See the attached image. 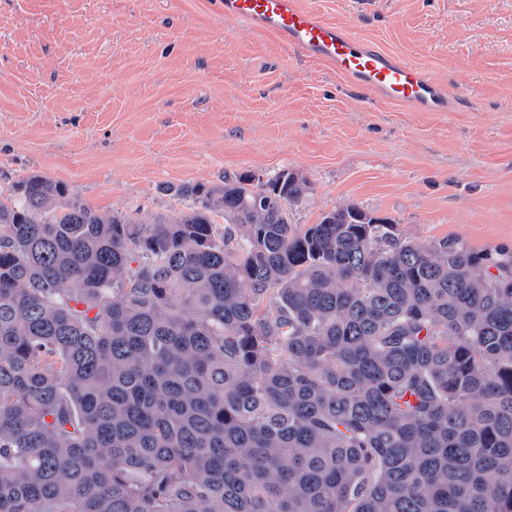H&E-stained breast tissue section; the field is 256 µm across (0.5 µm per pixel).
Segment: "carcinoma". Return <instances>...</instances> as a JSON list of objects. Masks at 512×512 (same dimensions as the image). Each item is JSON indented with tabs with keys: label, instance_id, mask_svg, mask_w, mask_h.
Returning a JSON list of instances; mask_svg holds the SVG:
<instances>
[{
	"label": "carcinoma",
	"instance_id": "obj_1",
	"mask_svg": "<svg viewBox=\"0 0 512 512\" xmlns=\"http://www.w3.org/2000/svg\"><path fill=\"white\" fill-rule=\"evenodd\" d=\"M309 190L0 192V512H512V252Z\"/></svg>",
	"mask_w": 512,
	"mask_h": 512
}]
</instances>
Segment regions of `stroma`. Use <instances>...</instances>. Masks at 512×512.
<instances>
[{"mask_svg":"<svg viewBox=\"0 0 512 512\" xmlns=\"http://www.w3.org/2000/svg\"><path fill=\"white\" fill-rule=\"evenodd\" d=\"M444 84L406 110L225 17L216 0H0V188L38 173L92 209L188 210L176 187L288 170L293 224L355 203L431 244L512 251V0H303Z\"/></svg>","mask_w":512,"mask_h":512,"instance_id":"obj_1","label":"stroma"}]
</instances>
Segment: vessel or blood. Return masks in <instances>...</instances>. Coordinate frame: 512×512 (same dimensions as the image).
<instances>
[{
	"label": "vessel or blood",
	"mask_w": 512,
	"mask_h": 512,
	"mask_svg": "<svg viewBox=\"0 0 512 512\" xmlns=\"http://www.w3.org/2000/svg\"><path fill=\"white\" fill-rule=\"evenodd\" d=\"M225 17L248 23L306 56L325 62L360 90L424 112L447 109L441 87L422 69L377 50L324 20L302 0H220Z\"/></svg>",
	"instance_id": "b4317fda"
}]
</instances>
